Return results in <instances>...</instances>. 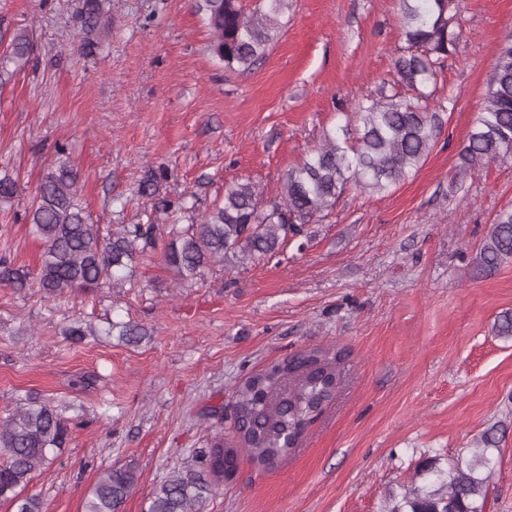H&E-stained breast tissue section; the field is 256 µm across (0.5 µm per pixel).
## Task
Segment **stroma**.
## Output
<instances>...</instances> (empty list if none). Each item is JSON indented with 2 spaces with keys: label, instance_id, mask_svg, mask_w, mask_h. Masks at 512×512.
<instances>
[{
  "label": "stroma",
  "instance_id": "35a3bbf8",
  "mask_svg": "<svg viewBox=\"0 0 512 512\" xmlns=\"http://www.w3.org/2000/svg\"><path fill=\"white\" fill-rule=\"evenodd\" d=\"M97 3L87 28L84 0H0V33L28 29L35 45L0 83V177L17 183L0 203V254L38 268L27 215L62 154L103 237L159 227L113 287L52 298L0 283V419L36 398L71 428L24 495L42 512H84L99 474L127 466L138 483L122 512H147L173 470L215 436L233 442L215 414L243 378L336 345L348 353L341 388L295 452L270 470L240 461L197 512H383L427 459L448 468L487 437L490 512H512V337L492 330L512 311V259L479 264L512 209V155L475 172L459 159L512 37V0H460L464 38L437 81L444 127L416 173L379 194L348 187L274 258H230L185 284L162 259L169 225L197 221L241 180L277 199L323 130L392 80L399 0H288L244 74L209 51L197 0Z\"/></svg>",
  "mask_w": 512,
  "mask_h": 512
}]
</instances>
